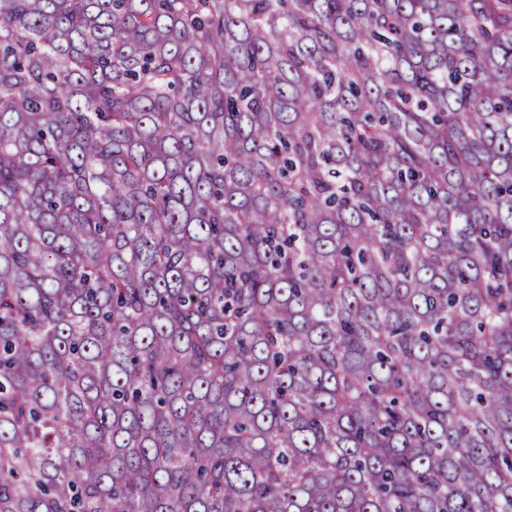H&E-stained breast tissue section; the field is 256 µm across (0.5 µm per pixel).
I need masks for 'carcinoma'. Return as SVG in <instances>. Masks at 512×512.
Returning <instances> with one entry per match:
<instances>
[{
    "instance_id": "cac0c4a2",
    "label": "carcinoma",
    "mask_w": 512,
    "mask_h": 512,
    "mask_svg": "<svg viewBox=\"0 0 512 512\" xmlns=\"http://www.w3.org/2000/svg\"><path fill=\"white\" fill-rule=\"evenodd\" d=\"M0 512H512V0H0Z\"/></svg>"
}]
</instances>
